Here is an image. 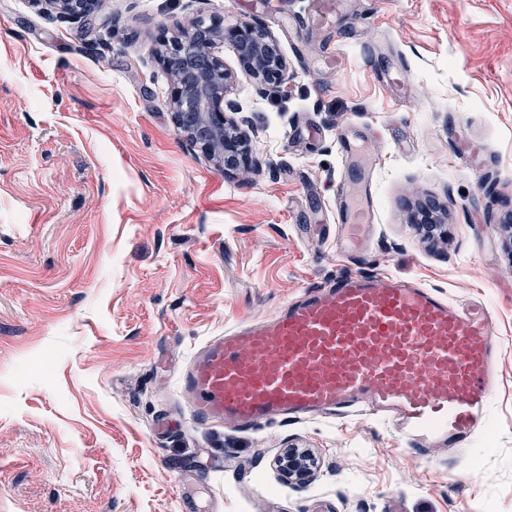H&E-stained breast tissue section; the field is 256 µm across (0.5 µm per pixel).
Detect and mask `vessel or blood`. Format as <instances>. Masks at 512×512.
<instances>
[{
	"label": "vessel or blood",
	"mask_w": 512,
	"mask_h": 512,
	"mask_svg": "<svg viewBox=\"0 0 512 512\" xmlns=\"http://www.w3.org/2000/svg\"><path fill=\"white\" fill-rule=\"evenodd\" d=\"M341 13L342 0H312L320 28ZM336 196L344 239L355 245L373 221V199L347 202L342 183ZM497 349L487 311L391 275L349 272L208 341L179 386L198 420L242 428L362 406L424 456L463 447L485 425Z\"/></svg>",
	"instance_id": "1"
}]
</instances>
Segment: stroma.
I'll return each mask as SVG.
<instances>
[{
    "instance_id": "35a3bbf8",
    "label": "stroma",
    "mask_w": 512,
    "mask_h": 512,
    "mask_svg": "<svg viewBox=\"0 0 512 512\" xmlns=\"http://www.w3.org/2000/svg\"><path fill=\"white\" fill-rule=\"evenodd\" d=\"M0 0V512H512V0ZM260 24V90L214 53L254 132L224 174L176 129L161 34ZM338 52L329 68L325 57ZM373 167L361 250L338 238L343 138ZM391 274L479 304L500 343L488 424L417 458L367 414L195 421L178 379L304 288ZM314 455L285 478L277 458ZM44 5L49 13L62 17L78 18L88 16L96 7L99 0H34ZM341 13V0H313L311 2V21L322 29L332 28Z\"/></svg>"
}]
</instances>
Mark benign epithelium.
<instances>
[{"label":"benign epithelium","mask_w":512,"mask_h":512,"mask_svg":"<svg viewBox=\"0 0 512 512\" xmlns=\"http://www.w3.org/2000/svg\"><path fill=\"white\" fill-rule=\"evenodd\" d=\"M49 13L62 17L88 16L98 0H37ZM218 39H230L238 47L241 63L261 84L273 90L288 82V67L276 41L262 27L244 23L229 29L194 22L177 36L161 39L158 59L170 76L169 108L176 127L204 150L224 172L248 170L253 164L249 139L237 118L242 109L227 99L234 77L212 52ZM311 466L288 450L284 472L304 479Z\"/></svg>","instance_id":"7a95c632"}]
</instances>
